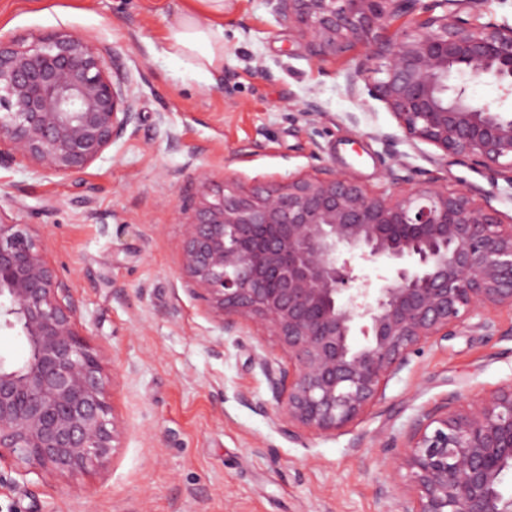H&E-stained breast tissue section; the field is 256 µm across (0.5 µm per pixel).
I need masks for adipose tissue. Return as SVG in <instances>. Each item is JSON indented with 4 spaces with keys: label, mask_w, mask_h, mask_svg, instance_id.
Here are the masks:
<instances>
[{
    "label": "adipose tissue",
    "mask_w": 512,
    "mask_h": 512,
    "mask_svg": "<svg viewBox=\"0 0 512 512\" xmlns=\"http://www.w3.org/2000/svg\"><path fill=\"white\" fill-rule=\"evenodd\" d=\"M169 53L192 61L201 74L212 75L224 67V28L202 20L193 12L175 9L168 24Z\"/></svg>",
    "instance_id": "obj_1"
}]
</instances>
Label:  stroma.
Returning <instances> with one entry per match:
<instances>
[{"instance_id":"obj_1","label":"stroma","mask_w":512,"mask_h":512,"mask_svg":"<svg viewBox=\"0 0 512 512\" xmlns=\"http://www.w3.org/2000/svg\"><path fill=\"white\" fill-rule=\"evenodd\" d=\"M171 0H0V35L59 31L93 40L140 114L79 181L0 165V211L27 224L71 286L111 383L124 431L110 460L71 478L0 482V512H385L410 486L397 464L409 420L452 394L472 401L512 383V310L423 346L347 431L290 436L258 365L288 353L250 325L225 333L181 284L178 219L200 173L243 186L329 164L391 194L390 160L440 186L483 190L512 223V184L436 149L382 133L386 106L353 97L357 57L318 59L269 0H224V68L168 53ZM263 66L265 77L255 68ZM316 100L307 128L298 111Z\"/></svg>"}]
</instances>
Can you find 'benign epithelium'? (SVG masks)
Wrapping results in <instances>:
<instances>
[{
    "label": "benign epithelium",
    "instance_id": "7a95c632",
    "mask_svg": "<svg viewBox=\"0 0 512 512\" xmlns=\"http://www.w3.org/2000/svg\"><path fill=\"white\" fill-rule=\"evenodd\" d=\"M320 59L364 51L349 84L385 104L402 137L512 184V24L476 25L472 0H269ZM438 8L442 14L435 13ZM420 12L411 31L384 35ZM381 78L359 89L357 77ZM496 83L476 103L468 82ZM139 112L99 48L54 32L0 36V163L78 178L137 125ZM383 196L323 163L312 175L248 188L200 175L180 208L182 287L226 333L249 321L288 350L266 366L288 433L337 434L382 399L420 345L465 321L490 331L512 309V224L474 187L414 181L395 164ZM379 268L376 279L361 273ZM27 343L0 357V464L78 476L123 433L109 378L85 339L72 288L27 225L0 212V329ZM398 463L411 488L386 512H512V383L470 403L454 394L409 423Z\"/></svg>",
    "mask_w": 512,
    "mask_h": 512
}]
</instances>
